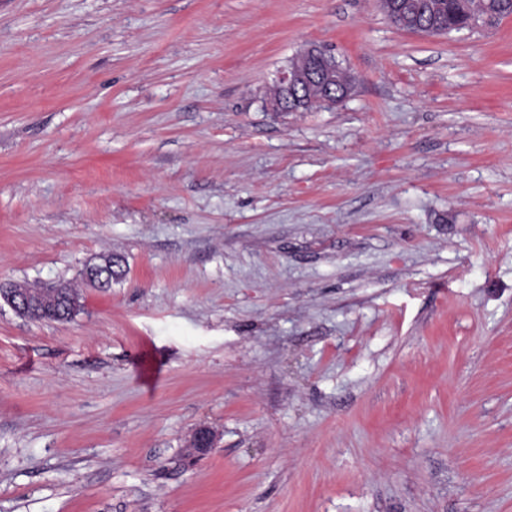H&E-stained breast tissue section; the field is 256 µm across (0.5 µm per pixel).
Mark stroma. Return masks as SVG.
I'll return each mask as SVG.
<instances>
[{
    "instance_id": "1",
    "label": "stroma",
    "mask_w": 512,
    "mask_h": 512,
    "mask_svg": "<svg viewBox=\"0 0 512 512\" xmlns=\"http://www.w3.org/2000/svg\"><path fill=\"white\" fill-rule=\"evenodd\" d=\"M311 43L353 93L269 111ZM61 281L0 300V512H512V16L0 0V284ZM92 263L97 265L95 279L89 278L87 283L101 289L111 288L112 280L121 275V260L112 254H107L100 255ZM61 287L63 289V292H61ZM61 287L59 285H56L52 288H56L55 292L62 294L65 299V303L57 307L58 316H43V315H35L32 317V320L37 321H46V322H58L60 320H69L72 318L73 314L75 313L77 306L79 307V301H78V294L76 293L75 289L71 288L68 284H61ZM78 303V304H77ZM68 309V311H67ZM68 314V317L65 316V314Z\"/></svg>"
}]
</instances>
